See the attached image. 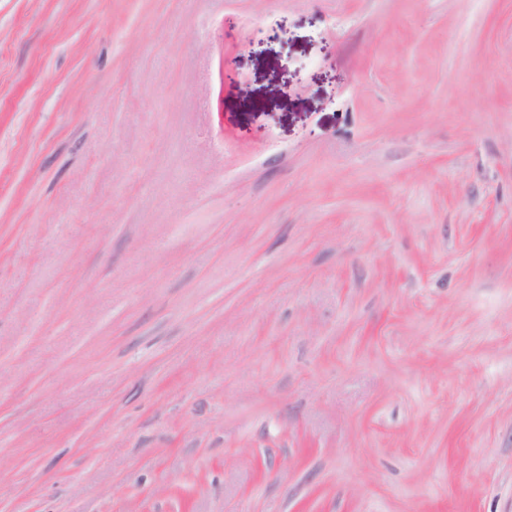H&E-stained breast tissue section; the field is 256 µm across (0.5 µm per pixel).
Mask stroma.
I'll use <instances>...</instances> for the list:
<instances>
[{
	"label": "stroma",
	"instance_id": "35a3bbf8",
	"mask_svg": "<svg viewBox=\"0 0 512 512\" xmlns=\"http://www.w3.org/2000/svg\"><path fill=\"white\" fill-rule=\"evenodd\" d=\"M0 512H512V0H0Z\"/></svg>",
	"mask_w": 512,
	"mask_h": 512
}]
</instances>
